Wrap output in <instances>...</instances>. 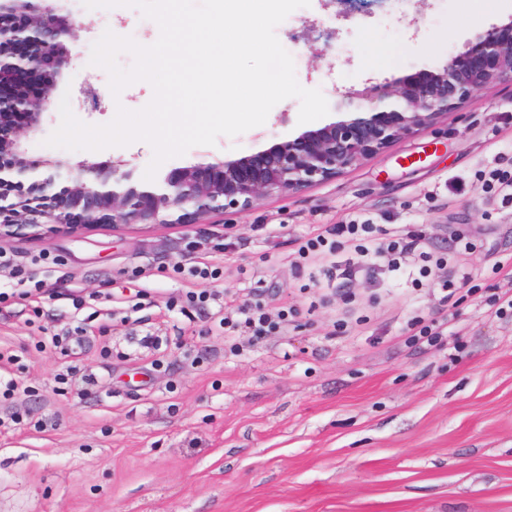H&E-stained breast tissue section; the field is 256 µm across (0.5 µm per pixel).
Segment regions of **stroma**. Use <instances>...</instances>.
Here are the masks:
<instances>
[{
    "instance_id": "stroma-1",
    "label": "stroma",
    "mask_w": 512,
    "mask_h": 512,
    "mask_svg": "<svg viewBox=\"0 0 512 512\" xmlns=\"http://www.w3.org/2000/svg\"><path fill=\"white\" fill-rule=\"evenodd\" d=\"M322 0L275 30L299 84L339 92L442 68L512 0ZM76 20L70 64L23 147L41 177L66 161H123L141 181L153 158L135 142L100 151L47 146L69 98L82 122L152 98L146 82L113 96L89 63L105 30L150 45L139 9L54 0ZM300 102L265 124L165 161L209 163L302 132ZM512 84L474 92L439 124L361 160L335 179L266 198L209 223L133 224L0 240V254L43 286L0 305V350L17 388L0 398V512H512ZM386 224L421 235L431 261L471 275L447 307L431 279L360 277L355 299L326 294L322 259L298 249L332 224ZM223 270L211 283L202 259ZM181 265L173 274L172 265ZM208 292L214 301L190 303ZM288 310L281 332L224 336L211 315L253 297ZM447 321L437 345L410 349L406 324ZM73 343L64 352L46 336Z\"/></svg>"
}]
</instances>
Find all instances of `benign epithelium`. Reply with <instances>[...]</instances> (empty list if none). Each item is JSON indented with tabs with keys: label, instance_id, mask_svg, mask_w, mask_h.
Masks as SVG:
<instances>
[{
	"label": "benign epithelium",
	"instance_id": "7a95c632",
	"mask_svg": "<svg viewBox=\"0 0 512 512\" xmlns=\"http://www.w3.org/2000/svg\"><path fill=\"white\" fill-rule=\"evenodd\" d=\"M73 26L50 6L0 0V240L45 226L70 233L130 224H204L228 209L296 193L336 178L359 161L432 126L479 90L512 82V20L480 34L443 68L393 85L339 94L335 121L234 158L171 169L160 181L126 184L122 162L70 166L38 178L22 137L38 129L37 104L50 103L69 64L62 37Z\"/></svg>",
	"mask_w": 512,
	"mask_h": 512
}]
</instances>
